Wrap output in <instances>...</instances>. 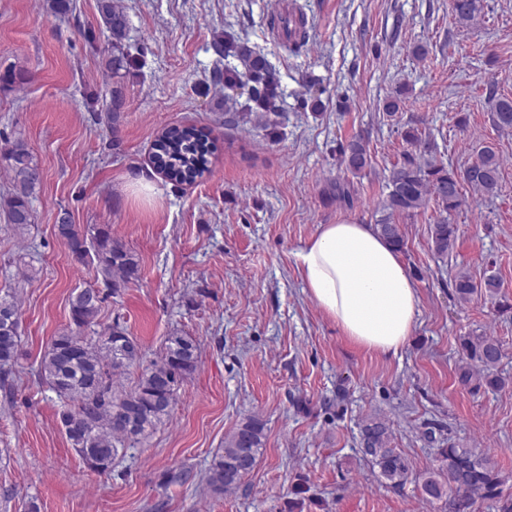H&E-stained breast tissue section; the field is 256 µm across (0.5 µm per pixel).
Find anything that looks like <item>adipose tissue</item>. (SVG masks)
Returning <instances> with one entry per match:
<instances>
[{"instance_id": "ef3b65f1", "label": "adipose tissue", "mask_w": 512, "mask_h": 512, "mask_svg": "<svg viewBox=\"0 0 512 512\" xmlns=\"http://www.w3.org/2000/svg\"><path fill=\"white\" fill-rule=\"evenodd\" d=\"M297 262L309 295L344 336L369 350L399 353L415 324L418 289L371 225H320Z\"/></svg>"}]
</instances>
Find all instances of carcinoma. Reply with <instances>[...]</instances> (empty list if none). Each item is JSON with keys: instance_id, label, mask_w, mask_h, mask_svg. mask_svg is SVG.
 I'll use <instances>...</instances> for the list:
<instances>
[{"instance_id": "carcinoma-1", "label": "carcinoma", "mask_w": 512, "mask_h": 512, "mask_svg": "<svg viewBox=\"0 0 512 512\" xmlns=\"http://www.w3.org/2000/svg\"><path fill=\"white\" fill-rule=\"evenodd\" d=\"M481 0H451V10L460 24L474 21L481 11ZM100 12L112 38V56L107 68L117 76L129 60L125 41L129 23L126 14L112 0H100ZM272 28L298 46L305 42L307 31L303 16L279 15L271 18ZM220 56L237 58L242 70L216 71V80L227 87L248 85V98L228 122L254 115L266 118L282 111L271 92L277 82L268 61L259 53L238 46L231 39L216 44ZM493 124L501 131L512 130V98L491 100ZM411 150L389 170L383 215L375 224L379 234L399 251L405 240L396 215H411L435 201L442 216L431 227V249L439 256L453 251L456 228L449 216L465 203L463 186L481 196H493L498 189L501 158L494 147L478 151L475 162L460 172L448 169L437 160V146L430 137L415 128L403 131ZM209 150L196 129L173 126L155 140L152 160L164 176L176 184L195 181L209 171ZM0 162L6 164L12 192L4 199L10 224L24 235L35 223L32 198L43 181V169L27 143L18 138L0 148ZM341 163L357 174L370 164V155L362 139L351 141L341 152ZM57 237L75 259L95 268L98 288H83L70 300L71 320L75 329L55 337L41 357L38 377L62 400L58 418L71 447L91 468L106 473L119 455V449L150 435L170 418L177 390L198 364L196 341L182 333L165 339L160 360L141 367L143 355H129L131 336L120 318L98 326L103 304L121 295L129 283L139 277V260L103 228L81 229L64 218L56 225ZM457 300L470 303L479 298L493 300L499 295L496 275L475 279L468 271H458L453 279ZM19 311L14 297L0 295V380L7 381L20 355L21 338L14 325ZM90 330L92 335L82 332ZM461 348L467 362L460 374L461 382H485L490 389L505 386L497 374L504 357L498 339L493 336H466ZM131 368L140 369L135 385L125 389L114 377ZM265 426L256 416H249L224 439V447L215 453L206 472L210 491L222 494L237 488L254 470L265 447ZM390 426L377 416H368L361 426L359 447L364 458L378 468L385 483L392 488L403 486L409 476L407 459L392 446ZM440 464L421 473L417 485L423 498L444 501L445 512H474L478 498L498 503V512H512V497L503 495L504 478L497 463L475 448H458L454 444L440 449Z\"/></svg>"}]
</instances>
